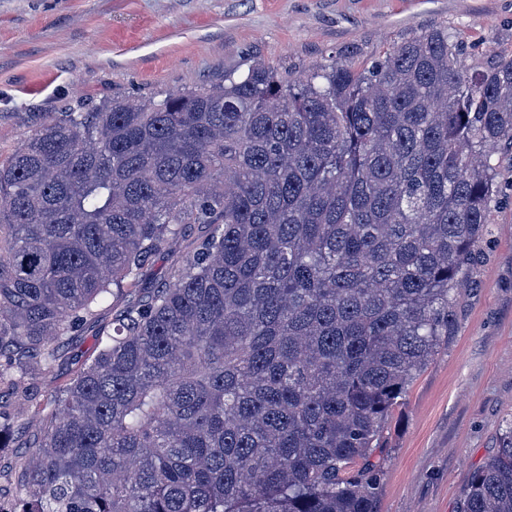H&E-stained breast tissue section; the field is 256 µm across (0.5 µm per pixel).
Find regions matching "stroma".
<instances>
[{"instance_id":"1","label":"stroma","mask_w":512,"mask_h":512,"mask_svg":"<svg viewBox=\"0 0 512 512\" xmlns=\"http://www.w3.org/2000/svg\"><path fill=\"white\" fill-rule=\"evenodd\" d=\"M432 28L463 42L464 66L478 68L512 55V0H0V161L41 121L73 108L215 85L257 61L297 75L340 59L368 68ZM493 159L499 204L471 283L456 292L455 334L395 409L374 455L379 512H459L471 476L512 424V148ZM202 233L187 226L174 249L154 256L144 287L164 285ZM120 310L103 303L53 367L34 374L33 388L68 381ZM29 437L15 421L0 450L1 502L20 496L14 473Z\"/></svg>"}]
</instances>
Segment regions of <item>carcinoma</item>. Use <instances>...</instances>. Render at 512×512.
I'll return each mask as SVG.
<instances>
[{
    "mask_svg": "<svg viewBox=\"0 0 512 512\" xmlns=\"http://www.w3.org/2000/svg\"><path fill=\"white\" fill-rule=\"evenodd\" d=\"M463 55L433 28L369 69L257 63L62 112L1 161L0 385L35 433L0 512H378L370 458L448 348L512 145V56ZM111 297L112 332L35 401L28 367ZM460 512H512V430ZM204 229L199 225H189L186 227L185 235L179 240L171 250H165L154 256L148 266L146 279L142 282L141 288H137L136 294H143L148 291L144 288H156L168 279L170 269L176 260L179 252L190 250L198 238L203 234ZM175 250V252H173Z\"/></svg>",
    "mask_w": 512,
    "mask_h": 512,
    "instance_id": "obj_1",
    "label": "carcinoma"
}]
</instances>
